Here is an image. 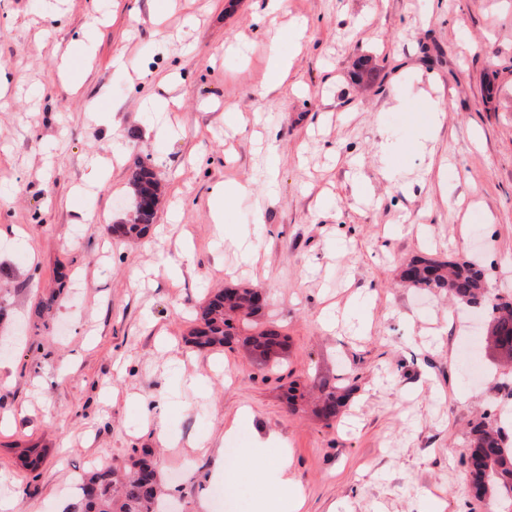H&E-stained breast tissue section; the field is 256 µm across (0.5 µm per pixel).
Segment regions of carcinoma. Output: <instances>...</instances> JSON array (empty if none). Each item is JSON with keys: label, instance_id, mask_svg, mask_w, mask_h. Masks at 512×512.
Here are the masks:
<instances>
[{"label": "carcinoma", "instance_id": "1", "mask_svg": "<svg viewBox=\"0 0 512 512\" xmlns=\"http://www.w3.org/2000/svg\"><path fill=\"white\" fill-rule=\"evenodd\" d=\"M158 184L154 171L136 165L130 179L129 215L112 225V234L138 237L146 233L156 217V208L142 205L139 196ZM403 282L424 290H443L460 302L485 311L492 323L494 346L512 358V301L488 303V283L481 265L473 261H439L414 258L401 271ZM267 302L256 288H226L215 294L197 313L191 343L198 348H221L238 336L260 354L284 345L272 328H258V318ZM350 392L323 390L319 412L336 417ZM470 487L478 498L487 494L512 506V439L502 429L492 430L480 421L473 427L467 447ZM161 488L155 465L145 458L131 457L120 466L95 468L80 477L72 501L64 512H161Z\"/></svg>", "mask_w": 512, "mask_h": 512}]
</instances>
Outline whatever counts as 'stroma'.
<instances>
[{
	"instance_id": "1",
	"label": "stroma",
	"mask_w": 512,
	"mask_h": 512,
	"mask_svg": "<svg viewBox=\"0 0 512 512\" xmlns=\"http://www.w3.org/2000/svg\"><path fill=\"white\" fill-rule=\"evenodd\" d=\"M270 13L292 61L273 93ZM296 18L306 26L293 34ZM85 34L95 58L74 86L57 67ZM0 72L10 512H62L93 463L145 452L170 512H253L265 491L249 460L256 427L286 446L303 512H486L464 451L473 422L512 409L499 394L512 369L496 365L477 309L398 273L415 257L473 260L492 293L512 296V0H0ZM156 96L181 106L147 110ZM426 99L445 116L412 151ZM163 122L176 137H158ZM139 161L164 193L145 236L118 238L108 226ZM97 162L99 187L85 179ZM228 181L244 186L224 208L233 246L211 219ZM236 284L264 289L265 320L286 339L277 364L188 343L199 306ZM291 381L304 391L295 412ZM324 384L352 390L331 422L316 413ZM160 394L161 431L140 407ZM243 407L252 427L225 439ZM29 448L43 452L34 470L21 464ZM221 458L235 465L227 489L210 482Z\"/></svg>"
}]
</instances>
